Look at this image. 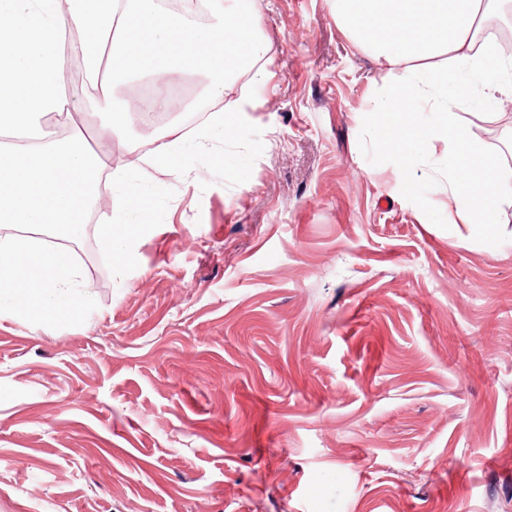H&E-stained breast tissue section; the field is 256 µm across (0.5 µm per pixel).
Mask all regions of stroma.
Returning <instances> with one entry per match:
<instances>
[{
	"label": "stroma",
	"instance_id": "1",
	"mask_svg": "<svg viewBox=\"0 0 512 512\" xmlns=\"http://www.w3.org/2000/svg\"><path fill=\"white\" fill-rule=\"evenodd\" d=\"M269 45L205 104L236 126L93 207L67 320L0 317V512H512V205L453 223L448 153L400 168L373 108L404 82L330 0H252ZM512 167V102L461 105ZM139 226L131 257L100 233Z\"/></svg>",
	"mask_w": 512,
	"mask_h": 512
}]
</instances>
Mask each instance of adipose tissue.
<instances>
[{"label": "adipose tissue", "mask_w": 512, "mask_h": 512, "mask_svg": "<svg viewBox=\"0 0 512 512\" xmlns=\"http://www.w3.org/2000/svg\"><path fill=\"white\" fill-rule=\"evenodd\" d=\"M505 0H333L337 22L387 66H405L407 83L375 106V135L400 161L410 144L443 142L448 150L449 219L498 223L512 197V172L487 163L457 108L481 91L512 100L506 57L483 28ZM262 18L242 0H225L206 25L162 11L159 0H35L17 10L0 0V130L38 135L42 119L70 120L57 65L65 28L83 36L90 77L108 67L113 83L133 76L167 86L175 75L210 77L204 93L223 97L229 79L250 67L268 76ZM101 167L80 138L0 151V223L47 229L77 239L101 189ZM78 271L59 247L21 235L0 242V317L59 320L88 302Z\"/></svg>", "instance_id": "adipose-tissue-1"}]
</instances>
